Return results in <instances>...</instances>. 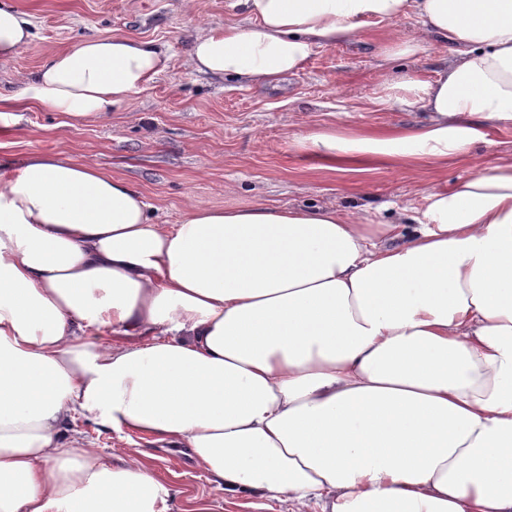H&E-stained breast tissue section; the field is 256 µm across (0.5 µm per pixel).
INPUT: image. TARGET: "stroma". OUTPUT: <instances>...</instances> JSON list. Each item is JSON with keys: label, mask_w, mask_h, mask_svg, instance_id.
Masks as SVG:
<instances>
[{"label": "stroma", "mask_w": 512, "mask_h": 512, "mask_svg": "<svg viewBox=\"0 0 512 512\" xmlns=\"http://www.w3.org/2000/svg\"><path fill=\"white\" fill-rule=\"evenodd\" d=\"M33 23L32 45L0 60V93L18 90L47 53L80 38L115 34L153 41L172 58L131 102L103 121L64 124L46 107L14 109L26 130L17 138L0 130V168L16 171L34 152L62 153L132 183L152 206L157 224H175L187 205L207 208L330 207L367 224L403 219L412 234L424 193L473 174V160L416 170L382 165L367 172H333L299 150L294 140L336 127L373 129L411 125L419 107L381 103V82L406 73L426 77L446 65L448 48L431 41L424 52L395 62L381 56L386 28L368 26L352 41L314 51L304 68L278 86L256 88L197 72L189 35L244 23L231 0H12ZM76 429L114 457H139L173 490L171 512H286V504L218 489L180 452L139 436L77 419Z\"/></svg>", "instance_id": "obj_1"}]
</instances>
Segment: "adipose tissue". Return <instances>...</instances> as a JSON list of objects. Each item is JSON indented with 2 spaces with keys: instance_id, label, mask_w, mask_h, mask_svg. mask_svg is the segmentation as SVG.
Returning <instances> with one entry per match:
<instances>
[{
  "instance_id": "ef3b65f1",
  "label": "adipose tissue",
  "mask_w": 512,
  "mask_h": 512,
  "mask_svg": "<svg viewBox=\"0 0 512 512\" xmlns=\"http://www.w3.org/2000/svg\"><path fill=\"white\" fill-rule=\"evenodd\" d=\"M236 4L245 25L193 36L190 60L251 86L369 25L389 60L447 44L435 77L382 84L425 123L299 136L322 168L443 166L512 121V0ZM32 37L0 0V59ZM170 66L140 38L83 39L19 94L96 122ZM148 210L62 154L0 178V512H170L141 460L64 434L79 416L293 512H512V159L427 191L402 244L332 208Z\"/></svg>"
}]
</instances>
